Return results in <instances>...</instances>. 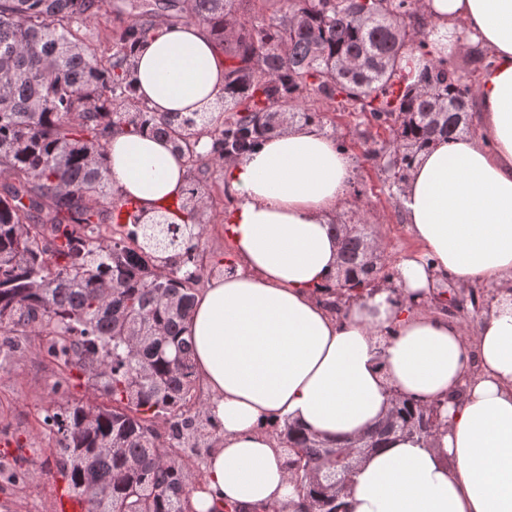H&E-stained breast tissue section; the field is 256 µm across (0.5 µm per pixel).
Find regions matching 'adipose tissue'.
Returning a JSON list of instances; mask_svg holds the SVG:
<instances>
[{
	"label": "adipose tissue",
	"mask_w": 512,
	"mask_h": 512,
	"mask_svg": "<svg viewBox=\"0 0 512 512\" xmlns=\"http://www.w3.org/2000/svg\"><path fill=\"white\" fill-rule=\"evenodd\" d=\"M442 58L483 52L472 111L478 135L418 153L399 196L420 254L394 283L331 312L339 243L331 226L350 189L349 157L315 126L284 127L224 162L234 272L196 295L185 335L223 438L206 458L193 512L274 503L305 512L275 430L290 422L343 446L395 400L438 406L442 425L406 430L356 463L342 512H512V0H422ZM156 112H201L224 96L226 63L198 24L157 22L132 58ZM120 199L143 222L177 220L187 167L149 130L106 137ZM496 288L473 335L429 305L446 278Z\"/></svg>",
	"instance_id": "ef3b65f1"
}]
</instances>
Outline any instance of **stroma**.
<instances>
[{
  "mask_svg": "<svg viewBox=\"0 0 512 512\" xmlns=\"http://www.w3.org/2000/svg\"><path fill=\"white\" fill-rule=\"evenodd\" d=\"M144 0H106L100 15L81 25L82 41L97 53L114 51L116 39L128 20L136 18ZM300 112H319V130L333 134L352 163V180L338 219L357 225L379 238L386 266L395 269L402 259L419 250L403 219L399 190L386 168V148L394 133L375 122L353 102H329L313 96L295 103ZM208 199L195 221L205 227L203 249L207 277L223 275L230 251L222 231L224 211L231 204L224 193V166L211 164ZM0 345V512H56V495L66 479L57 464L56 436L43 424L57 411L62 398H87L85 378L72 377L66 393L56 385L62 371L48 354L44 335L2 336Z\"/></svg>",
  "mask_w": 512,
  "mask_h": 512,
  "instance_id": "35a3bbf8",
  "label": "stroma"
}]
</instances>
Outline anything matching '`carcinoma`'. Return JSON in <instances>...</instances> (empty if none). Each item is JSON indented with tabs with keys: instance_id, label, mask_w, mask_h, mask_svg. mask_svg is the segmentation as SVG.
Returning a JSON list of instances; mask_svg holds the SVG:
<instances>
[{
	"instance_id": "cac0c4a2",
	"label": "carcinoma",
	"mask_w": 512,
	"mask_h": 512,
	"mask_svg": "<svg viewBox=\"0 0 512 512\" xmlns=\"http://www.w3.org/2000/svg\"><path fill=\"white\" fill-rule=\"evenodd\" d=\"M189 0L186 19L210 28L230 59L228 98L238 110L158 114L137 97L131 58L151 31L147 13L121 31L108 56L80 45L74 25L97 16L103 0H0V332L26 336L44 328L51 352L88 376L106 401H66L44 418L56 435L59 467L85 512H189V495L217 426L196 392L197 375L183 324L206 266L200 261L203 177L230 151L243 156L275 130L277 108L315 95H341L381 124L398 125L389 147L394 178L414 154L459 130L474 88L428 50L414 25L412 0ZM420 52L416 91L398 93L406 41ZM157 129L188 159V222L138 213L117 220L104 163V138L117 128ZM212 140L204 155L191 152ZM339 274L353 287L381 278L383 255L368 239L332 225ZM408 402L362 437L377 448L406 429ZM288 474L306 468L323 487L307 512H336V449L285 425Z\"/></svg>"
}]
</instances>
